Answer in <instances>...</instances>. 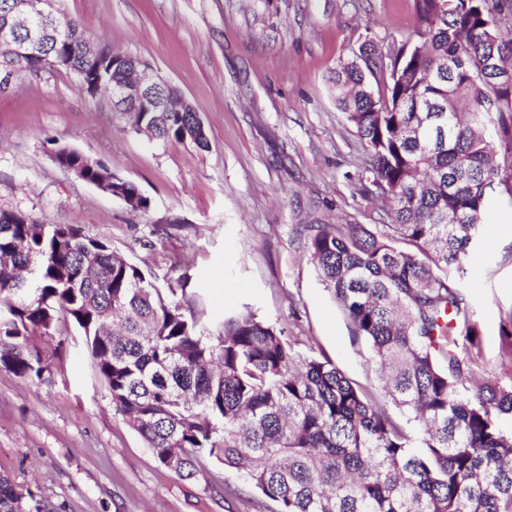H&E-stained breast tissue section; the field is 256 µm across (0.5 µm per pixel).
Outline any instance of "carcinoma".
Segmentation results:
<instances>
[{
    "label": "carcinoma",
    "mask_w": 512,
    "mask_h": 512,
    "mask_svg": "<svg viewBox=\"0 0 512 512\" xmlns=\"http://www.w3.org/2000/svg\"><path fill=\"white\" fill-rule=\"evenodd\" d=\"M512 0H414L415 25L329 77L358 137V180L387 224L302 226L307 254L354 334L369 347L383 391L417 432L327 357L294 351L284 332L250 313L205 321L168 289L78 224H41L0 211V368L45 380L32 336L60 316L85 337L116 411L165 468L193 478L216 458L278 512H512V386L476 372L460 344L482 332L461 292L468 255L487 224L488 188L512 197V37L500 19ZM64 38L24 55L0 52L17 77L72 75L94 96L125 82L140 59H90L86 25L55 11ZM122 107L156 141L209 149L193 106ZM506 145L499 151L492 135ZM54 158L79 179L136 185L76 151ZM31 495L0 475V512Z\"/></svg>",
    "instance_id": "1"
}]
</instances>
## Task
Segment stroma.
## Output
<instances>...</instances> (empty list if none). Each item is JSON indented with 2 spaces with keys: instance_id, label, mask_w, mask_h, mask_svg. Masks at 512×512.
Instances as JSON below:
<instances>
[{
  "instance_id": "1",
  "label": "stroma",
  "mask_w": 512,
  "mask_h": 512,
  "mask_svg": "<svg viewBox=\"0 0 512 512\" xmlns=\"http://www.w3.org/2000/svg\"><path fill=\"white\" fill-rule=\"evenodd\" d=\"M93 37L140 57L200 114L208 150L122 132V119L74 77L44 73L0 93V210L77 224L160 286L185 278L184 305L209 318L252 313L297 350L326 355L380 394L366 343L320 280L305 217L372 223L356 175L363 149L328 76L366 40L410 30L413 0H60ZM68 147L137 185L148 212L59 166ZM489 222L464 280L481 327L478 364L512 383V197L489 192ZM50 379L0 368V474L40 512H277L240 472L206 460L182 480L118 413L72 322L42 340Z\"/></svg>"
}]
</instances>
